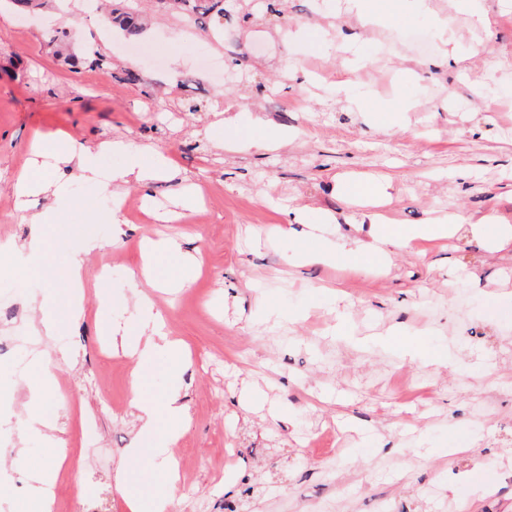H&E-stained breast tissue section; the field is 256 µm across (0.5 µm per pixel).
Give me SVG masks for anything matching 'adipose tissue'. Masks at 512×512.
<instances>
[{
	"label": "adipose tissue",
	"instance_id": "1",
	"mask_svg": "<svg viewBox=\"0 0 512 512\" xmlns=\"http://www.w3.org/2000/svg\"><path fill=\"white\" fill-rule=\"evenodd\" d=\"M128 143L120 138L100 142L91 146L82 141H67L65 147L54 155L55 163H66L73 174L91 179L97 173V162L101 154L128 151ZM15 203L24 208V220L30 226L28 238L21 243L7 240L0 243V262L10 263L13 257L26 255L30 262L41 260L45 253L49 234H65L69 228L54 223L55 212L65 203L66 198L60 184L52 180L45 170H38L33 176L19 177L13 187ZM44 195L47 204L39 211L27 209L29 197ZM469 228L473 236L489 240V250L502 258H512V225L496 224L489 218L464 220L463 217L436 214L427 223L418 224L404 231H394L391 218L372 217L368 238H361V225H353L351 231L337 239H325L306 235L297 257L301 263L330 264L336 258L357 261L364 252L377 259V272H386L391 264L393 249L407 248L412 240L420 238H450L459 234L461 228ZM103 241L92 231H84L75 247L66 268L70 284V294L59 297L55 290L43 292L36 303L39 313V331L42 335L53 336L64 325L78 323L83 315L82 270L87 255L102 249ZM176 255L181 260L183 272L178 277L167 280L170 288H185L190 285L195 274V258L183 253L178 242L160 239L150 242L142 255L141 274L144 278L154 275L155 263L159 257ZM140 310L136 325L113 324L108 333L112 338L114 351L136 359L139 366L151 368L161 366L168 372L171 384L160 398H152L141 387H134L130 400L137 412L139 428L135 446L130 450L131 459H138L140 449L151 446L153 455L160 461H168L173 448L177 447L187 432V407L182 393L184 367L179 361L180 346L170 336L160 314L154 313L149 301L138 304ZM56 397L53 372L41 367L40 378L29 389L31 414L27 422L18 429L20 442L35 441L43 449L41 460L35 462L29 472L28 497L29 512H52L54 490L59 482L60 465L54 460L56 448L61 439L50 423V414ZM116 485L122 490L128 506L135 507L146 503L149 512H174L177 504L174 485L175 478H168V488L160 495L144 498L142 493L130 490L129 466H121L115 475Z\"/></svg>",
	"mask_w": 512,
	"mask_h": 512
}]
</instances>
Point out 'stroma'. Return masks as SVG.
Masks as SVG:
<instances>
[{
  "label": "stroma",
  "mask_w": 512,
  "mask_h": 512,
  "mask_svg": "<svg viewBox=\"0 0 512 512\" xmlns=\"http://www.w3.org/2000/svg\"><path fill=\"white\" fill-rule=\"evenodd\" d=\"M268 2L249 0L247 23L206 32L158 10L147 33L121 45L105 36L97 0H67L54 20L0 5V240L28 236L13 185L46 135H124L133 149L165 153L200 195L181 219L161 223L111 200L112 174L130 153L103 155L96 180L65 176L79 208L62 223L92 225L106 245L84 262L81 321L41 337L37 354H0V512L25 505L16 432L39 359L55 374L66 453L54 512H83L89 487L100 512H123L113 476L136 432L131 388L158 396L169 382L132 358L113 366L100 328L133 321L142 294L183 347L189 422L173 454L193 468L178 483L177 512H224L228 500L238 512H512V261L461 235L397 251L379 276L342 260L289 262L302 225L270 234L303 207L313 224L319 211L334 213L335 223L319 224L329 238L379 212L401 229L434 212L512 224V67L503 64L512 60V0H488L484 28L458 13L444 39L403 0H376L380 11L402 13L400 23L355 25L340 40L321 30L341 16L340 0H283L276 13ZM53 27L69 30L79 69L54 55ZM410 29L427 34V49L408 40ZM448 46L481 59V70L407 74ZM99 53L111 57V74L92 67ZM204 53L226 64L248 56L243 78L216 80ZM130 72L140 81H127ZM345 79L360 82L380 111L331 98ZM480 88L500 92L499 111L478 107ZM400 96L418 110L383 111ZM273 97L288 99L287 109L269 111ZM245 108L265 113L269 131L288 130L287 145H265L260 131L243 128L232 147L215 148L222 117ZM380 181L386 193L376 191ZM116 217L126 224L117 241ZM161 236L179 238L199 261L177 294L160 286L179 275L177 259L158 261L155 283L140 274L143 239ZM47 288L65 296L69 282L20 259L0 267V327L35 334L34 301ZM414 347L447 355V366L404 358ZM394 370L407 390L390 385ZM480 399L495 413L476 414ZM283 407L284 421L275 417ZM472 443L476 465L464 452ZM460 473L467 482L449 492Z\"/></svg>",
  "instance_id": "obj_1"
}]
</instances>
